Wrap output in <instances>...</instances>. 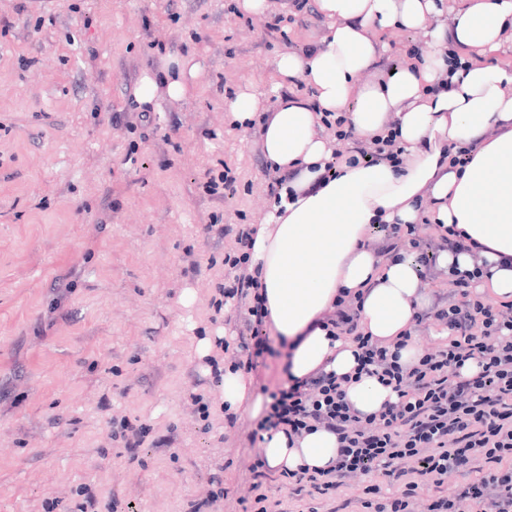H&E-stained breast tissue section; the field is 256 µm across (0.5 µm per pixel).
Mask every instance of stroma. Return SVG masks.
Here are the masks:
<instances>
[{"label": "stroma", "instance_id": "obj_1", "mask_svg": "<svg viewBox=\"0 0 512 512\" xmlns=\"http://www.w3.org/2000/svg\"><path fill=\"white\" fill-rule=\"evenodd\" d=\"M325 30L292 0H0V512L88 497L108 512H243L258 419L225 412L223 374L252 336L220 289L274 176L260 120L240 127L229 104L251 91L272 108L279 57ZM383 37L385 75L428 44L421 29ZM170 58L198 65L191 94L139 100ZM225 174L232 190L209 193ZM418 235L408 258L428 293L447 291L437 225ZM374 484L400 489L359 475L327 498L263 479L286 512H364Z\"/></svg>", "mask_w": 512, "mask_h": 512}]
</instances>
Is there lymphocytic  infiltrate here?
Segmentation results:
<instances>
[{
	"label": "lymphocytic infiltrate",
	"instance_id": "1",
	"mask_svg": "<svg viewBox=\"0 0 512 512\" xmlns=\"http://www.w3.org/2000/svg\"><path fill=\"white\" fill-rule=\"evenodd\" d=\"M239 252L224 260V295L247 301L246 330L256 339L249 355L270 349L258 330L268 316L266 298L249 271L252 240L238 234ZM481 268L453 271L451 287L423 318H435L450 334L447 345L421 354L412 365L400 361V346H387L358 334V310L338 297L324 321L327 330L353 338L359 349L358 374L377 377L396 393L395 402L364 415L345 399L335 374L317 373L271 391L259 431L284 430L292 436L324 428L336 434L339 452L326 472L295 473L299 487L327 495L355 474L404 478L403 489L373 502L368 512H410L419 484H436L450 474L465 475L454 498L432 500L427 512H512V302L493 304L472 286ZM477 370L463 375L466 363Z\"/></svg>",
	"mask_w": 512,
	"mask_h": 512
}]
</instances>
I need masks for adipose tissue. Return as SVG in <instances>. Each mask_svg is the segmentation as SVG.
Masks as SVG:
<instances>
[{
	"mask_svg": "<svg viewBox=\"0 0 512 512\" xmlns=\"http://www.w3.org/2000/svg\"><path fill=\"white\" fill-rule=\"evenodd\" d=\"M328 22L319 46L277 61L281 78L310 87L304 98L278 96L264 126L263 149L270 169L285 176L281 206L253 238L250 266L267 300L271 330L294 344L289 373L301 379L316 371L348 377V402L360 413L378 412L397 396L377 378H354L356 345L330 337L323 327L338 295L358 297V330L384 345L402 344L401 360H417L409 340L412 321L429 297L404 250L370 247L374 224H415L422 215L455 226L465 244L446 250L442 265L472 268L486 261L483 285L512 299V70L481 58L512 42V0H453L450 25L434 23L436 0H315ZM430 26V51L393 75L366 79L387 52L380 38L388 27ZM462 62L449 70L442 47ZM197 67L177 65L145 75L140 100L158 94L180 100ZM346 113L357 137L370 139L387 126L399 131L406 160L343 164L328 172L332 142L320 133L324 113ZM471 148L464 167H450L448 152ZM429 201L428 213L418 205ZM338 441L318 429L289 441L281 431L260 442V455L277 473L326 470Z\"/></svg>",
	"mask_w": 512,
	"mask_h": 512,
	"instance_id": "1",
	"label": "adipose tissue"
}]
</instances>
